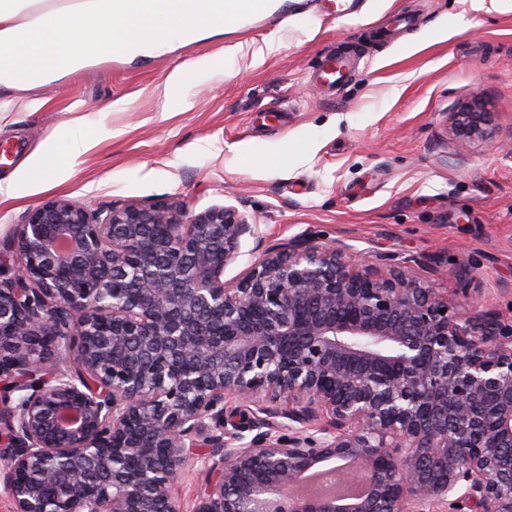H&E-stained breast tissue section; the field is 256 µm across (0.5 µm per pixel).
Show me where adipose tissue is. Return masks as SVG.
I'll return each mask as SVG.
<instances>
[{
  "instance_id": "obj_1",
  "label": "adipose tissue",
  "mask_w": 512,
  "mask_h": 512,
  "mask_svg": "<svg viewBox=\"0 0 512 512\" xmlns=\"http://www.w3.org/2000/svg\"><path fill=\"white\" fill-rule=\"evenodd\" d=\"M238 16L227 0H207L203 12L185 16L172 0H0V96L60 81L94 61L159 56L189 32L229 30ZM91 115L64 123L51 142L0 179V196L23 197L45 180L61 181L87 152L79 137Z\"/></svg>"
}]
</instances>
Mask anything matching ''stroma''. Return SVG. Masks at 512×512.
Wrapping results in <instances>:
<instances>
[{"instance_id": "1", "label": "stroma", "mask_w": 512, "mask_h": 512, "mask_svg": "<svg viewBox=\"0 0 512 512\" xmlns=\"http://www.w3.org/2000/svg\"><path fill=\"white\" fill-rule=\"evenodd\" d=\"M284 0L233 32L205 33L158 58L113 57L0 110V175L60 124L97 112L70 176L25 197L0 196V240L43 200L91 208L182 199L195 213L232 206L266 243L314 228L369 257H414L413 272L452 292V263L484 306L512 314V0ZM418 14L394 41L390 13ZM275 42L263 66L253 52ZM349 59L335 94L311 78L325 57ZM212 59L220 71L191 86L190 109L166 102L167 74ZM457 112L484 116L485 137L462 138Z\"/></svg>"}]
</instances>
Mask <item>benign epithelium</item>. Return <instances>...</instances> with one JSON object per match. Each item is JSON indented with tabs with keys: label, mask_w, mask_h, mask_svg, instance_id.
Wrapping results in <instances>:
<instances>
[{
	"label": "benign epithelium",
	"mask_w": 512,
	"mask_h": 512,
	"mask_svg": "<svg viewBox=\"0 0 512 512\" xmlns=\"http://www.w3.org/2000/svg\"><path fill=\"white\" fill-rule=\"evenodd\" d=\"M455 125L483 133L478 112ZM6 246L12 512H184L177 485L198 463L192 512H512V317L470 315L412 259L371 263L312 230L264 249L235 208L177 198H50ZM233 398L256 408L247 443L224 431ZM354 468L355 498L292 492Z\"/></svg>",
	"instance_id": "benign-epithelium-1"
}]
</instances>
